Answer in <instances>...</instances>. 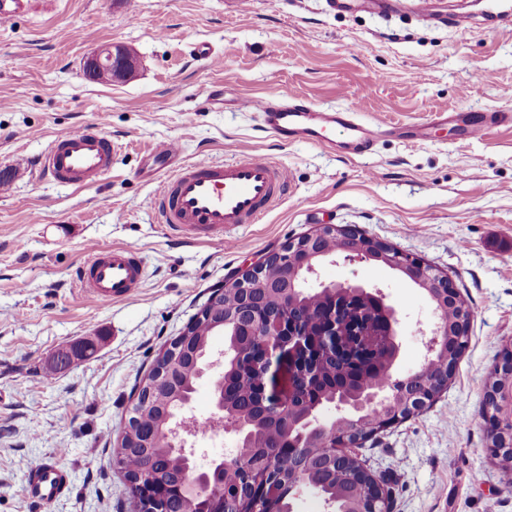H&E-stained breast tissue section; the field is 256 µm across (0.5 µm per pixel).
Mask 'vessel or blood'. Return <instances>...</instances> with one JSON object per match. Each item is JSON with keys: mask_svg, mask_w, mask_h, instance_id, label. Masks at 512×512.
Returning <instances> with one entry per match:
<instances>
[{"mask_svg": "<svg viewBox=\"0 0 512 512\" xmlns=\"http://www.w3.org/2000/svg\"><path fill=\"white\" fill-rule=\"evenodd\" d=\"M330 5L347 13L364 8L386 13L396 9L393 0H331ZM236 105L258 112L262 129L282 142L322 146L348 159L370 153L379 136L389 132L408 140H426L430 125L423 122L392 128L362 121L352 108L324 109L288 96L241 97ZM510 120L512 115L500 112L480 117L441 112L434 122L459 126L466 143L483 135L489 126ZM120 149L100 126L85 125L55 138L41 156L39 167L55 183L88 186L111 170L112 158ZM150 157L152 176L159 181L153 208L160 223L182 241L208 238L244 248V241L232 236V228L259 223L288 188L285 167L250 155L194 164L185 162L180 145L172 142L155 146ZM144 272L145 263L133 249H97L78 267L76 281L95 300H122L140 288ZM68 488V475L53 457L27 472L22 492L29 502L46 507Z\"/></svg>", "mask_w": 512, "mask_h": 512, "instance_id": "b4317fda", "label": "vessel or blood"}]
</instances>
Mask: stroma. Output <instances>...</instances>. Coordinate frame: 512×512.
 Returning a JSON list of instances; mask_svg holds the SVG:
<instances>
[{
  "mask_svg": "<svg viewBox=\"0 0 512 512\" xmlns=\"http://www.w3.org/2000/svg\"><path fill=\"white\" fill-rule=\"evenodd\" d=\"M438 20L331 11L326 0H51L0 20V512H35L27 470L59 455L72 490L46 512H131L111 466L134 387L179 336L211 287L321 224L358 229L447 272L473 313L448 387L422 413L366 443L358 456L383 477L390 512H512L482 419L485 387L512 344V126L458 143L448 125L427 142L383 136L347 160L308 143L278 142L239 97L287 93L323 108L403 126L437 112H510L512 26L475 17L512 0H435ZM214 54L196 58L192 45ZM125 46L134 76L100 83L84 71L102 45ZM224 84L223 105L203 92ZM101 124L124 148L97 184L64 187L34 164L53 139ZM179 142L192 163L231 153L288 170L283 200L234 236L185 243L158 223L149 151ZM130 247L146 277L128 300L77 288L76 267L99 247ZM326 281L378 287L398 310L395 374L418 369L424 331L438 321L426 292L377 263L328 262ZM96 352L48 374L62 348Z\"/></svg>",
  "mask_w": 512,
  "mask_h": 512,
  "instance_id": "35a3bbf8",
  "label": "stroma"
}]
</instances>
